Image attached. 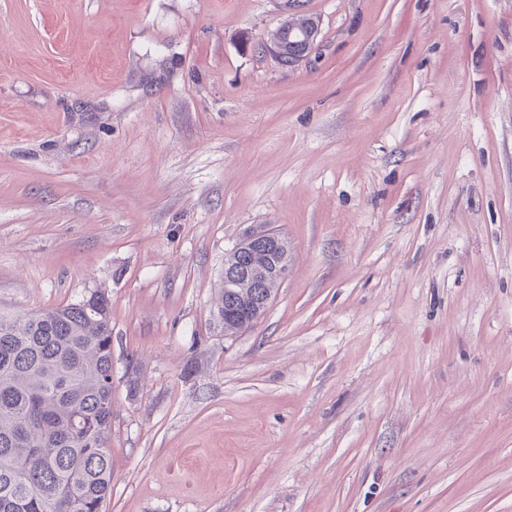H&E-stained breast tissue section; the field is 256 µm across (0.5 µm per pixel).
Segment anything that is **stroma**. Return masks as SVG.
Masks as SVG:
<instances>
[{
    "instance_id": "obj_1",
    "label": "stroma",
    "mask_w": 512,
    "mask_h": 512,
    "mask_svg": "<svg viewBox=\"0 0 512 512\" xmlns=\"http://www.w3.org/2000/svg\"><path fill=\"white\" fill-rule=\"evenodd\" d=\"M306 8L0 0V311L107 295L104 512H512V0ZM285 18L262 48L282 66H292L311 52L320 33V20L305 10V0H283ZM288 61V63H286ZM250 235V236H249ZM249 236L248 238L244 239L245 237ZM256 241V252H255V260L261 261L262 258H265L269 255L270 251L274 252L281 246V239L278 233L270 230L269 228L264 226V231L261 234L253 235L248 234L245 236H242L239 241L231 248L229 249L228 253L230 252H240L247 244ZM253 258L251 256H248L245 253H238L233 255H225L224 257V264L225 262L231 263L232 267H247L251 264ZM255 261V262H256ZM257 287L265 288L266 290H269L277 294L280 285L277 282L266 279L260 283L254 280H249L245 284L229 287L223 281L219 298L218 311L221 309V307L231 309L235 304H237V302L240 301L241 293L243 292L244 289H246L247 291H252L253 288ZM272 301V296L263 292L262 289L255 290L252 296L244 302V307L241 310L242 316L239 319L240 327L236 331L240 332L255 325L264 316L263 313L269 308Z\"/></svg>"
}]
</instances>
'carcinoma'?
Instances as JSON below:
<instances>
[{
    "label": "carcinoma",
    "instance_id": "carcinoma-1",
    "mask_svg": "<svg viewBox=\"0 0 512 512\" xmlns=\"http://www.w3.org/2000/svg\"><path fill=\"white\" fill-rule=\"evenodd\" d=\"M222 285L230 309L243 290ZM112 326L107 298L0 313V512H102L112 486Z\"/></svg>",
    "mask_w": 512,
    "mask_h": 512
}]
</instances>
